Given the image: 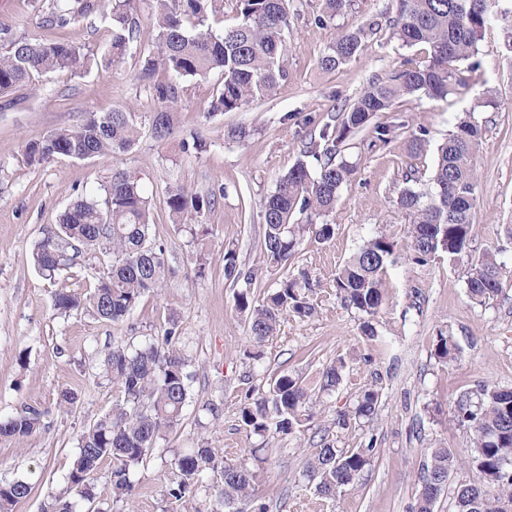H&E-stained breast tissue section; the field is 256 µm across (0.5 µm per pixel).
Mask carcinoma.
<instances>
[{
  "label": "carcinoma",
  "instance_id": "1",
  "mask_svg": "<svg viewBox=\"0 0 512 512\" xmlns=\"http://www.w3.org/2000/svg\"><path fill=\"white\" fill-rule=\"evenodd\" d=\"M132 0H48L41 25L63 27L78 16L101 13L110 23L111 40L105 66L125 59L137 41L139 30L130 11ZM156 35L154 49L142 56L147 71L162 68L171 74L167 82L153 87L155 111L151 132L163 140L170 134L173 113L181 98V80L204 77L213 70L224 82L210 103L208 116L235 111L253 101L273 95L281 77L279 61L286 51L285 29L290 23L291 0H232L236 22L230 26L209 21L217 0H153ZM353 0H320L315 22L325 25L345 14ZM394 16L389 21L392 38L401 46L428 48V60L417 64L406 60L386 78H373L361 89L338 125L324 123L318 138L310 139L302 151L313 157L316 168L302 159L281 175L275 191L263 206L261 251L272 270L286 266L314 218L334 210L340 190L355 171L346 160L336 161L347 141L372 127L370 149H385L406 126L403 121L372 124L379 112H389L403 97L421 95L446 99L466 86L459 66L475 72L480 62L478 42L485 30L500 27L505 48L512 53V8L502 0H392ZM379 23L340 33L319 59L326 70H335L356 58L377 34ZM90 56L64 38L44 40L23 37L10 42L0 54V93L27 86L45 74L88 68ZM143 131L137 114L125 106L108 112L90 113L81 122L54 129L41 140L28 144L30 160L40 164L59 158L84 161L104 156L118 157L129 151ZM481 127L466 117L456 123L448 140L438 147L428 183L412 172L402 176L398 207L410 220V259L426 264L436 255L465 267L468 294L485 305L502 291L504 265L491 249L473 246V214L478 203L477 156ZM215 194H201L185 186L168 188L166 205L174 224L188 228L214 204ZM151 198L137 172L117 167L93 194H80L59 216L32 252L34 265L48 279L81 264L86 254L101 252L111 264L88 296L60 292L54 308L67 314L84 306L107 322L124 320L148 293L160 288L174 273L162 245L150 241ZM397 243L380 231L344 261L334 279L336 300L362 315L361 331L369 339L377 336L373 320L382 305V281ZM224 275L235 288V309L245 317L251 341L261 346L279 330L286 315L310 318L316 308L304 289L310 287L306 272L285 273L266 298L255 297L258 270L245 269L235 249H224ZM175 328L139 348L116 345L105 352L104 364L120 395L112 413L85 430L69 474L70 491L93 498L89 476L100 463L113 462L112 490L116 500L132 495L130 474L145 465L148 454L168 430L179 424L190 398L191 375L187 360L177 348ZM459 347L453 337L437 334L434 355L442 362L458 360ZM343 359L322 372L321 389L332 391L340 384ZM312 392L299 376L282 374L268 387L245 393L239 420L251 435L270 432L292 434L315 417ZM379 391L372 385L359 388L351 409L337 414L344 429L351 421H370L376 414ZM454 419L471 433L468 462L481 474L478 484H461L454 491L455 512H512V387L477 384L460 392ZM42 425V413L28 406L0 416V440L31 436ZM374 446L340 448L336 440L321 437L317 449L305 462V476L324 498H334L355 486L373 460ZM459 460L449 448L431 449L420 475L421 488L412 512H435L445 490L444 483ZM209 469L216 477L217 507L214 512H239L248 501L252 512H269L254 488L259 472L245 462L216 460L212 449L201 444L178 455L171 463L168 496L180 502L193 492L200 474ZM32 487L17 480L0 486V512L27 498Z\"/></svg>",
  "mask_w": 512,
  "mask_h": 512
}]
</instances>
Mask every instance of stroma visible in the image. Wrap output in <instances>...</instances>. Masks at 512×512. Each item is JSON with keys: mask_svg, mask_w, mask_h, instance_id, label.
<instances>
[{"mask_svg": "<svg viewBox=\"0 0 512 512\" xmlns=\"http://www.w3.org/2000/svg\"><path fill=\"white\" fill-rule=\"evenodd\" d=\"M318 7V0H292L288 51L280 61L286 76L273 97L209 119L205 113L224 81L222 73L183 80L167 140L144 133L115 159L39 164L30 161L26 147L53 129L115 105L133 106L142 124H149L153 85L168 78L162 70L142 72L139 52L151 46L155 34L149 0L134 2L139 38L123 63L109 70L93 64L76 74L55 72L40 77L35 87L0 95V415L23 405L45 413L42 428L32 436L0 442V485L23 480L33 487L12 512H43L49 496L66 494L81 433L111 413L118 398L102 363L107 347L135 345L169 327L179 336L192 375L191 398L179 425L132 474L130 502L115 501L107 459L89 480L93 501L76 500V512H174L164 474L175 455L201 443L216 457L260 468L263 479L255 495L270 512H410L421 466L438 446L452 449L460 463L435 512H454V488L480 482L466 462L470 433L454 420L453 407L459 393L477 383L512 386V54L504 49L500 29L486 31L479 43L481 67L468 74L461 94L402 99L392 111L377 114L380 122L399 116L409 130L426 129L421 151L409 152L404 135L382 152L369 150V131L349 141L343 156L357 170L326 218L335 227L333 238L323 243L307 235L288 262L289 269L308 271L307 295L317 313L305 320L285 317L260 360L246 355L251 343L224 277L225 248L236 250L242 266L261 268L263 203L278 176L301 157L312 126L305 125V117L320 125L341 116L370 79L386 77L404 58L427 57L424 47H401L384 31L356 59L321 69L318 59L339 32L372 18L387 20L392 2L357 0L355 9L324 26L314 21ZM40 16L37 0H0V49L37 34L64 37L101 55L111 39L96 13L63 28L40 26ZM464 114L482 128L474 246L494 249L509 272L501 293L485 305L470 299L462 267L445 256L413 263L408 219L395 203L402 171L415 167L431 173L438 145ZM237 127L249 132L240 142L227 136ZM195 134L205 140V151H184L183 141ZM118 166L136 171L152 195L151 237L166 246L175 273L124 321L104 322L85 310L59 315L55 294L87 293L109 258L90 253L83 267L49 280L34 267L32 249L71 200L110 180ZM176 183L203 194L226 190L195 233L172 224L165 208V191ZM380 231L398 248L383 280L384 305L375 322L379 337L370 340L360 333L358 315L337 303L333 280L339 266ZM442 330L459 345V361L445 364L435 357L433 341ZM340 357L347 361L340 384L321 392L323 369ZM284 373L319 391L315 418L294 435H249L238 420L246 391ZM365 384L380 393L376 415L367 423L337 427V411L350 409ZM64 390L75 392V404L58 405ZM324 435L341 448H362L371 439L377 448L354 488L333 499L315 495L303 475L307 457Z\"/></svg>", "mask_w": 512, "mask_h": 512, "instance_id": "1", "label": "stroma"}]
</instances>
